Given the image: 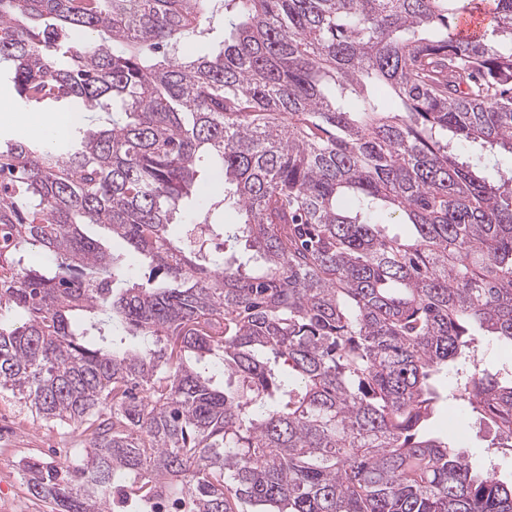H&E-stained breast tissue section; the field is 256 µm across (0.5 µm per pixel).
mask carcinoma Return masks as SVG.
I'll use <instances>...</instances> for the list:
<instances>
[{"label":"carcinoma","mask_w":512,"mask_h":512,"mask_svg":"<svg viewBox=\"0 0 512 512\" xmlns=\"http://www.w3.org/2000/svg\"><path fill=\"white\" fill-rule=\"evenodd\" d=\"M0 0V63L66 140L0 138V394L82 428L22 461L54 512H512V481L429 421L435 380L512 344V0ZM224 14V40L189 49ZM195 228L244 261L169 234ZM238 211L237 224L217 215ZM413 228L389 229L391 219ZM107 228L151 266L84 236ZM48 263L31 269L23 249ZM452 398L512 448V379Z\"/></svg>","instance_id":"1"}]
</instances>
